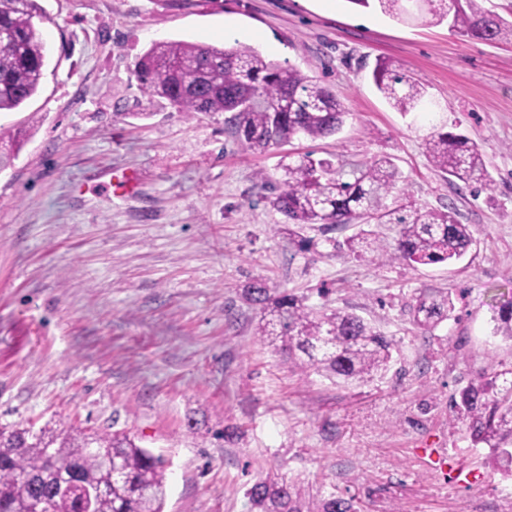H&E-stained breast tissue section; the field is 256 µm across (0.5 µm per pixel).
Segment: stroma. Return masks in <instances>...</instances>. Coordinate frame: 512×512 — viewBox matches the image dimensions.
<instances>
[{
  "instance_id": "obj_1",
  "label": "stroma",
  "mask_w": 512,
  "mask_h": 512,
  "mask_svg": "<svg viewBox=\"0 0 512 512\" xmlns=\"http://www.w3.org/2000/svg\"><path fill=\"white\" fill-rule=\"evenodd\" d=\"M49 48L38 93L0 112V427L127 431L166 462L163 512H250L279 474L356 512H512V480L485 462L451 396L512 366L493 304L512 291V40L485 43L423 16L347 0H37ZM234 25L238 37L225 36ZM159 40L242 43L329 87L336 136L244 151L223 114L144 96L132 74ZM385 59L428 85L448 131L481 151L490 188L455 186L424 153L428 116L376 90ZM392 156L418 205L455 214L473 244L453 264L357 260L356 233L300 228L260 186L282 152ZM345 308L393 342L388 371L343 387L283 361L241 296L254 280ZM451 293L431 331L422 290ZM196 428H189V421ZM237 428L231 441L214 430Z\"/></svg>"
}]
</instances>
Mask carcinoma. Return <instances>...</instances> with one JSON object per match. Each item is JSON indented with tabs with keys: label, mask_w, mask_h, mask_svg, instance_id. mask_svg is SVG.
Instances as JSON below:
<instances>
[{
	"label": "carcinoma",
	"mask_w": 512,
	"mask_h": 512,
	"mask_svg": "<svg viewBox=\"0 0 512 512\" xmlns=\"http://www.w3.org/2000/svg\"><path fill=\"white\" fill-rule=\"evenodd\" d=\"M375 8L399 21L413 18L408 0H346ZM416 8L463 37L493 43L512 40V20L488 13L483 0H414ZM35 0H0V112L19 108L38 91L46 45ZM134 76L152 99L190 113L228 114L224 123L246 150L264 152L295 137L310 140L338 134L348 115L326 86L296 67L266 60L255 48L222 49L184 41H156L141 55ZM377 89L406 116L421 112L427 89L419 79L381 60L373 70ZM432 165L466 187L491 183L482 153L463 134L430 131L423 139ZM281 177H261L270 204L288 223L320 224L333 230L363 226L346 240L350 255L397 259L416 267L462 259L472 242L468 226L449 212L409 201L401 173L388 156L333 162L306 153L279 162ZM394 224L397 235L380 237L373 226ZM261 306L260 335L288 362L336 383H363L387 369L392 342L359 315L341 308L306 304V298L255 281L242 289ZM451 294L420 292L413 320L431 330L448 318ZM493 335L512 341V299L497 307ZM450 410L468 420L474 445L488 449L486 462L512 478V366L482 372L451 396ZM165 461L127 434L79 437L0 429V512H28L36 501L46 512H163ZM112 482V493L86 498L88 489ZM251 512H355L353 501L334 494L310 495L278 476L259 479L246 490Z\"/></svg>",
	"instance_id": "cac0c4a2"
}]
</instances>
